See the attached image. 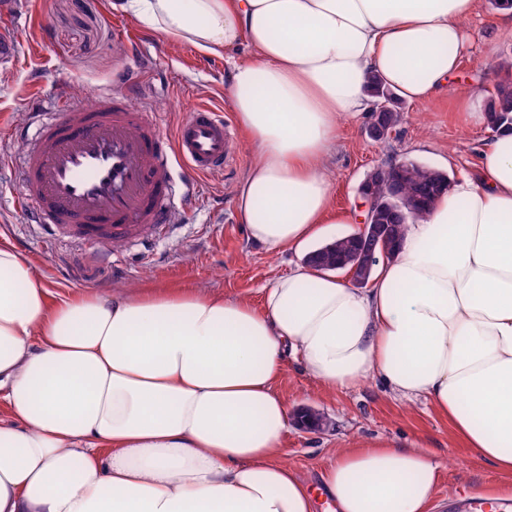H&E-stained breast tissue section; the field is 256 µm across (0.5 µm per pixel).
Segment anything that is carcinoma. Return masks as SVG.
I'll use <instances>...</instances> for the list:
<instances>
[{
  "mask_svg": "<svg viewBox=\"0 0 512 512\" xmlns=\"http://www.w3.org/2000/svg\"><path fill=\"white\" fill-rule=\"evenodd\" d=\"M367 91L374 100L385 105L380 110V120L385 128L395 129L401 122L402 101L384 89L380 79H369ZM491 127L512 125V79L498 81L488 97ZM391 178L370 170L364 184L376 198L373 221L382 224L387 231L390 254H395L402 239L405 224L411 219L426 216L435 202L447 190L450 177L442 170L431 168L407 158L393 157L388 162ZM306 263L320 270L346 271L357 265L363 280L370 279L373 266L364 263L355 236H340L308 253Z\"/></svg>",
  "mask_w": 512,
  "mask_h": 512,
  "instance_id": "carcinoma-1",
  "label": "carcinoma"
}]
</instances>
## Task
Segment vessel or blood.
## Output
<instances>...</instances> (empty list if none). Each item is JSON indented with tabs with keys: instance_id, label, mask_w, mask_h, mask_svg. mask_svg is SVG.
I'll list each match as a JSON object with an SVG mask.
<instances>
[{
	"instance_id": "vessel-or-blood-1",
	"label": "vessel or blood",
	"mask_w": 512,
	"mask_h": 512,
	"mask_svg": "<svg viewBox=\"0 0 512 512\" xmlns=\"http://www.w3.org/2000/svg\"><path fill=\"white\" fill-rule=\"evenodd\" d=\"M133 91L124 83L92 104L34 113L36 136L21 160L32 223L106 249L159 232L174 202L193 204L198 176L223 171L233 132L222 113L195 107L170 133L132 105Z\"/></svg>"
}]
</instances>
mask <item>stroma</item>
<instances>
[{"label":"stroma","instance_id":"35a3bbf8","mask_svg":"<svg viewBox=\"0 0 512 512\" xmlns=\"http://www.w3.org/2000/svg\"><path fill=\"white\" fill-rule=\"evenodd\" d=\"M495 15L490 0H482L465 23L466 47L454 82L427 101L406 104L400 126L386 142L367 136L369 114L348 123L329 161L334 212L355 211L367 172L394 155L447 171L454 180L477 174L480 143L489 130L466 123L460 112L472 87L493 89L504 75L503 64H512V29L495 27ZM2 27L17 38L13 54L0 60V153L13 158L0 164V240L33 262L53 296L77 291L108 296L140 284L201 285L259 307L265 288L303 264V252L273 251L248 238L235 192L257 151L240 133L235 160L223 173L199 177L196 203L174 206L165 233L114 247L108 257L92 246L58 241L49 225L31 223L16 199L14 160L27 147L19 133L30 128L33 100L50 109L63 90L68 99L89 104L113 84L139 78L142 88L132 104L148 107L166 130L197 105L222 110L232 123L228 75L232 62L250 59L247 45L206 57L188 44L162 39L112 8L111 0H10L0 6ZM277 390L292 410L311 409L328 421L319 431L290 425L282 440L283 462L318 492L332 450L366 441L427 449L440 467L436 512H472L473 488L502 481L426 400L396 396L380 380L327 393L293 359Z\"/></svg>","mask_w":512,"mask_h":512}]
</instances>
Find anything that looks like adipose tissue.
<instances>
[{"mask_svg":"<svg viewBox=\"0 0 512 512\" xmlns=\"http://www.w3.org/2000/svg\"><path fill=\"white\" fill-rule=\"evenodd\" d=\"M480 0H119L163 39L233 64L236 120L258 158L236 195L255 242L300 250L336 215L340 122L379 77L427 100L459 69ZM474 176L405 226L369 287L305 265L262 308L196 287L51 300L0 243V512H315L281 459L293 417L276 389L296 358L324 391L378 378L426 398L512 494V132ZM337 512H433L439 466L382 442L333 452Z\"/></svg>","mask_w":512,"mask_h":512,"instance_id":"ef3b65f1","label":"adipose tissue"}]
</instances>
